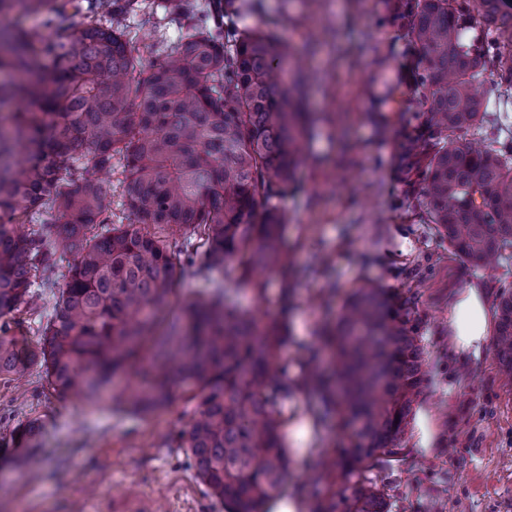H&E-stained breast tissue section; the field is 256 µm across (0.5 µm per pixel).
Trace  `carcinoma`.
<instances>
[{"instance_id":"1","label":"carcinoma","mask_w":512,"mask_h":512,"mask_svg":"<svg viewBox=\"0 0 512 512\" xmlns=\"http://www.w3.org/2000/svg\"><path fill=\"white\" fill-rule=\"evenodd\" d=\"M501 2L402 9L421 63L414 111L431 129L415 162L421 216L474 269L512 253V139L486 121L491 94L512 88V11ZM139 11L158 17L142 48L129 38ZM27 15L43 28L11 24ZM249 16L244 0H0V71L22 76L0 81V102L21 103L0 117V376L38 367L82 401L112 392L121 372L131 382L116 406L136 414L162 408L173 379L192 385L181 447L229 512H266L288 474L286 325L241 310L236 293H262L260 278L289 263L277 200L312 134L300 109L307 70ZM169 20L185 33L170 38ZM177 268L214 287L172 316ZM39 288L55 289L52 312L37 343L21 345L16 314ZM329 339L332 373L312 356L300 361L351 440L315 476L321 512H386L382 494L354 477L400 447L428 387L418 325L364 281ZM493 352L512 385V289L498 296ZM39 432L34 422L0 429L13 440Z\"/></svg>"}]
</instances>
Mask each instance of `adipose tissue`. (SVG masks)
<instances>
[{
    "instance_id": "1",
    "label": "adipose tissue",
    "mask_w": 512,
    "mask_h": 512,
    "mask_svg": "<svg viewBox=\"0 0 512 512\" xmlns=\"http://www.w3.org/2000/svg\"><path fill=\"white\" fill-rule=\"evenodd\" d=\"M455 350L479 356L489 331L488 314L478 288L471 287L456 301L448 316Z\"/></svg>"
}]
</instances>
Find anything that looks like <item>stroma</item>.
Returning a JSON list of instances; mask_svg holds the SVG:
<instances>
[{
  "label": "stroma",
  "mask_w": 512,
  "mask_h": 512,
  "mask_svg": "<svg viewBox=\"0 0 512 512\" xmlns=\"http://www.w3.org/2000/svg\"><path fill=\"white\" fill-rule=\"evenodd\" d=\"M398 0H252L250 23L275 28L315 71L307 108L315 124L308 160L280 202L291 262L268 275L263 292L241 289L246 311L285 319L283 356L291 379L298 360L323 345L348 292L378 282L409 302L427 352L429 388L414 406L397 455L363 474L388 512H512V391L499 378L492 346L464 360L450 348L448 310L480 287L495 311L512 284V257L476 270L421 219L420 185L407 154L411 133L427 137L414 112L418 59L401 30L381 19ZM193 389L171 384V400L147 415H120L110 402L58 396L40 369L20 382L0 377V418L38 421L33 447L0 440V512H113L117 497L142 495L157 512H229L207 496L178 446L194 411ZM290 474L283 491L313 512L308 483L323 448L349 442L329 421H313L318 401L302 390L282 403Z\"/></svg>",
  "instance_id": "stroma-1"
}]
</instances>
